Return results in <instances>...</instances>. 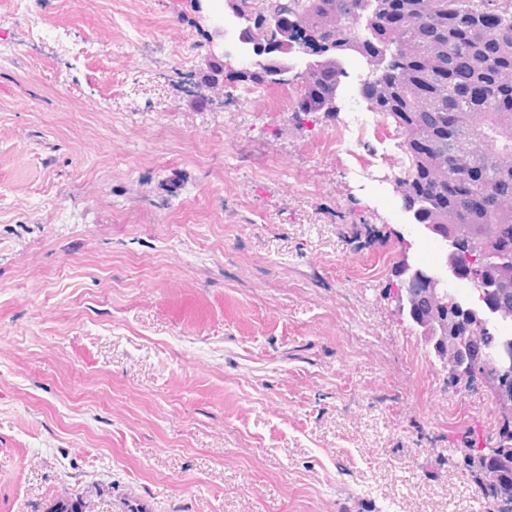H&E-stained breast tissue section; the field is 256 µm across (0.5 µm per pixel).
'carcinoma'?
<instances>
[{
    "label": "carcinoma",
    "mask_w": 512,
    "mask_h": 512,
    "mask_svg": "<svg viewBox=\"0 0 512 512\" xmlns=\"http://www.w3.org/2000/svg\"><path fill=\"white\" fill-rule=\"evenodd\" d=\"M358 0H290L296 20L316 26L319 7L328 6L347 18L344 35L364 43L359 56L371 70L360 85L368 93L378 83L389 88L378 113L396 128L403 123L421 126L431 146V155L401 142L409 166L400 179L412 183L416 222L434 224L453 232L454 225H470L474 239L492 254L512 253V212L497 210L492 201L512 198V167H502L497 157H512V86L499 84V74L512 70V0H375L372 8L381 15L398 12L404 24L392 28L375 23L361 29L356 15ZM432 11L442 15L440 26L426 27ZM412 43L429 46V53L405 55L386 70L379 68L376 54L382 48L397 54ZM336 69L304 82L302 112L318 111L320 99L339 87ZM470 138L479 151L474 180L490 168L496 172L483 207L470 210L463 199L453 159H448V181L433 179L431 166L436 154H452L456 139ZM451 303L448 329L464 328L474 320L470 311L455 305L458 294L443 289ZM81 496L57 499L44 512H87Z\"/></svg>",
    "instance_id": "cac0c4a2"
}]
</instances>
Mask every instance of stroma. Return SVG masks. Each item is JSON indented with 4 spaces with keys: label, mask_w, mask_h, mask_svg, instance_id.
<instances>
[{
    "label": "stroma",
    "mask_w": 512,
    "mask_h": 512,
    "mask_svg": "<svg viewBox=\"0 0 512 512\" xmlns=\"http://www.w3.org/2000/svg\"><path fill=\"white\" fill-rule=\"evenodd\" d=\"M30 3L65 38L0 0L20 49L0 64V512H488L460 450L495 436L493 397L449 385L382 298L405 255L478 294L398 170L328 147L372 116L366 60L332 115L296 116V79L268 87L284 107L217 108L200 62L250 65L217 33L224 0ZM14 11L16 15H20L24 18L28 30L33 37L43 38L44 36L54 33L51 28L46 26L43 16L33 10L26 0H16Z\"/></svg>",
    "instance_id": "stroma-1"
}]
</instances>
